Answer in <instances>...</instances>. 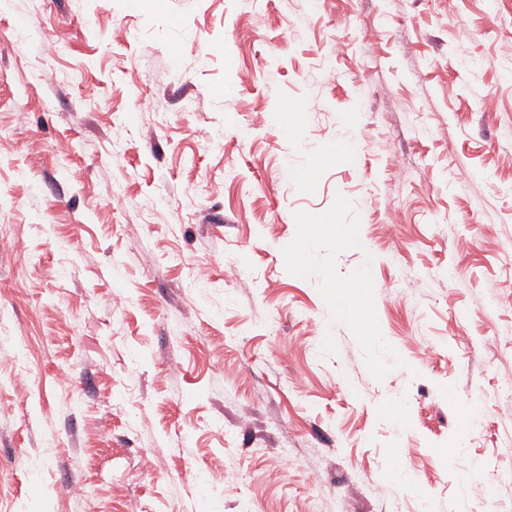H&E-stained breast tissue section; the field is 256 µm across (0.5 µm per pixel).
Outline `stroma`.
<instances>
[{
  "instance_id": "obj_1",
  "label": "stroma",
  "mask_w": 512,
  "mask_h": 512,
  "mask_svg": "<svg viewBox=\"0 0 512 512\" xmlns=\"http://www.w3.org/2000/svg\"><path fill=\"white\" fill-rule=\"evenodd\" d=\"M508 125L512 0H0V512H512Z\"/></svg>"
}]
</instances>
